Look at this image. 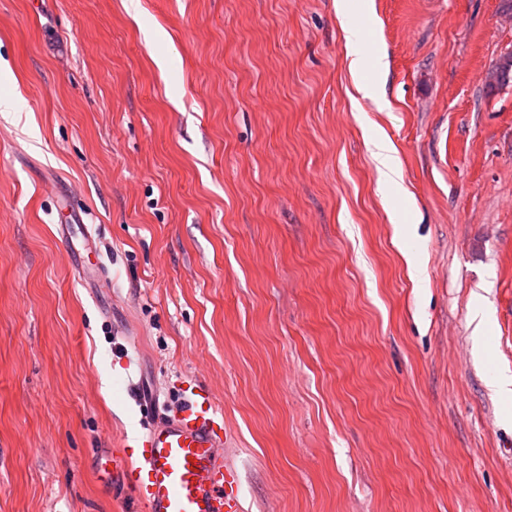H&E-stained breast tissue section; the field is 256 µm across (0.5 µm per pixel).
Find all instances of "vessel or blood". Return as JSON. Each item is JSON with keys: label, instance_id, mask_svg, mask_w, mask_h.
I'll return each mask as SVG.
<instances>
[{"label": "vessel or blood", "instance_id": "vessel-or-blood-1", "mask_svg": "<svg viewBox=\"0 0 512 512\" xmlns=\"http://www.w3.org/2000/svg\"><path fill=\"white\" fill-rule=\"evenodd\" d=\"M224 417L195 392L112 462L145 512H244L238 472L224 459Z\"/></svg>", "mask_w": 512, "mask_h": 512}]
</instances>
